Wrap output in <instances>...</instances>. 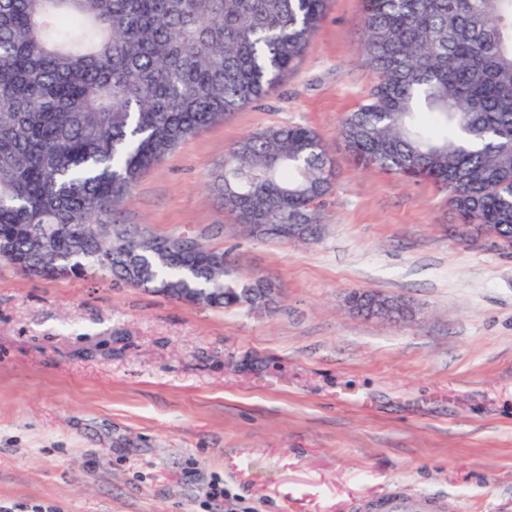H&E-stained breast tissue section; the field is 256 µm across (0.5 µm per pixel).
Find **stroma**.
Instances as JSON below:
<instances>
[{
  "mask_svg": "<svg viewBox=\"0 0 512 512\" xmlns=\"http://www.w3.org/2000/svg\"><path fill=\"white\" fill-rule=\"evenodd\" d=\"M366 0H329L297 69L137 177L110 223L189 234L273 308L192 306L95 273L0 263V506L9 512H360L402 492L512 512V248L338 136L376 75ZM300 124L335 172L316 242L249 236L215 179L244 135ZM355 290L402 298L393 322Z\"/></svg>",
  "mask_w": 512,
  "mask_h": 512,
  "instance_id": "1",
  "label": "stroma"
}]
</instances>
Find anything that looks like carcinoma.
<instances>
[{"label": "carcinoma", "mask_w": 512, "mask_h": 512, "mask_svg": "<svg viewBox=\"0 0 512 512\" xmlns=\"http://www.w3.org/2000/svg\"><path fill=\"white\" fill-rule=\"evenodd\" d=\"M362 60L378 73L338 131L358 165L448 195L461 223L512 246V0H367ZM328 0H0V243L37 276L110 274L211 309L248 305L263 280L213 272L209 249L106 217L177 143L292 73ZM218 190L237 223L303 224L317 237L332 190L311 128L255 131L224 157ZM42 226L61 261L41 263ZM144 247L145 270L130 256Z\"/></svg>", "instance_id": "obj_1"}]
</instances>
